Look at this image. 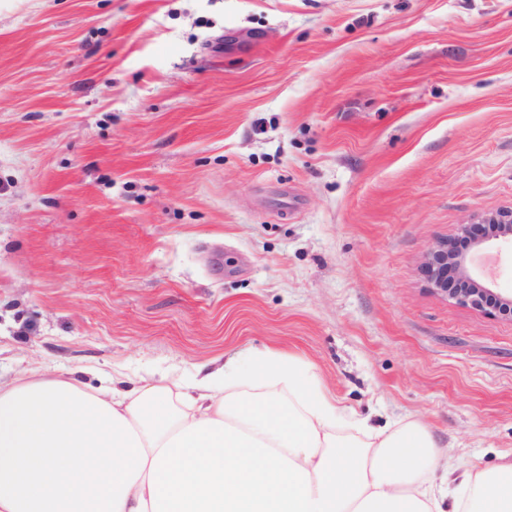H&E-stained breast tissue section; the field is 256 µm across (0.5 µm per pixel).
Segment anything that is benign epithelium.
<instances>
[{
  "mask_svg": "<svg viewBox=\"0 0 512 512\" xmlns=\"http://www.w3.org/2000/svg\"><path fill=\"white\" fill-rule=\"evenodd\" d=\"M476 223L492 226L486 236L472 242V250L483 252L492 247H512V209L481 214ZM454 240L438 241L430 246L423 259V273L432 290L459 304L492 315L512 318V293L504 294L495 288L494 277L484 273L477 275L471 270V259L459 253ZM455 271L453 284H448V269Z\"/></svg>",
  "mask_w": 512,
  "mask_h": 512,
  "instance_id": "obj_1",
  "label": "benign epithelium"
}]
</instances>
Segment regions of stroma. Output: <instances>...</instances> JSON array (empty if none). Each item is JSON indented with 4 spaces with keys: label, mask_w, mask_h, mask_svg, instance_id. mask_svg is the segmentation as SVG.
I'll return each mask as SVG.
<instances>
[{
    "label": "stroma",
    "mask_w": 512,
    "mask_h": 512,
    "mask_svg": "<svg viewBox=\"0 0 512 512\" xmlns=\"http://www.w3.org/2000/svg\"><path fill=\"white\" fill-rule=\"evenodd\" d=\"M512 207V0H0V379L254 350L512 461V320L420 258Z\"/></svg>",
    "instance_id": "stroma-1"
}]
</instances>
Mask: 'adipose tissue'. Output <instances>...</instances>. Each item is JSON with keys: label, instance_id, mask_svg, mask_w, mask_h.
I'll return each instance as SVG.
<instances>
[{"label": "adipose tissue", "instance_id": "ef3b65f1", "mask_svg": "<svg viewBox=\"0 0 512 512\" xmlns=\"http://www.w3.org/2000/svg\"><path fill=\"white\" fill-rule=\"evenodd\" d=\"M340 415L271 348L189 378L34 372L0 382V512H512V464L460 469L418 421L342 441Z\"/></svg>", "mask_w": 512, "mask_h": 512}]
</instances>
